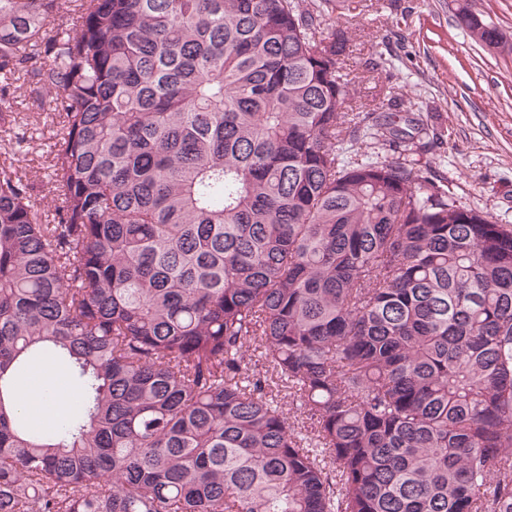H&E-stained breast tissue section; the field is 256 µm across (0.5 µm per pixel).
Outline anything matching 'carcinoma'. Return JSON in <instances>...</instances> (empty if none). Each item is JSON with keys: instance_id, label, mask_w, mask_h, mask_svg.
<instances>
[{"instance_id": "cac0c4a2", "label": "carcinoma", "mask_w": 512, "mask_h": 512, "mask_svg": "<svg viewBox=\"0 0 512 512\" xmlns=\"http://www.w3.org/2000/svg\"><path fill=\"white\" fill-rule=\"evenodd\" d=\"M331 2L0 0V147L23 70L61 119L51 213L0 167V512H512V224L349 105ZM37 363L76 388L46 428ZM247 355L249 358H252L251 369H253L256 373H260V376H265L268 379V383L271 385V388L273 389V394H278L279 399H282L283 403V410L287 417H289L290 422H295V426H298V430L302 431L303 434L309 433L311 430V421L307 418L306 414L302 413L303 410H299V407H297L296 402H292V399L289 397V391L287 388L281 384V382H277L274 380L273 376H271V371H267V367H264L262 365V362H257L258 354L257 352L253 351V348L250 347L249 351L247 352ZM272 381L279 383V385L272 383ZM308 431V432H307Z\"/></svg>"}]
</instances>
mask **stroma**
Segmentation results:
<instances>
[{"instance_id": "1", "label": "stroma", "mask_w": 512, "mask_h": 512, "mask_svg": "<svg viewBox=\"0 0 512 512\" xmlns=\"http://www.w3.org/2000/svg\"><path fill=\"white\" fill-rule=\"evenodd\" d=\"M335 0L325 32L344 30L349 48L343 74L356 104L396 100L400 112L442 133L447 157L438 168L453 192L471 207L512 224V54L472 41L455 22L459 4L512 36V0ZM385 67L371 69L370 57ZM26 125L24 153L0 151V166L27 174L47 165V150L59 128L50 104L18 95Z\"/></svg>"}]
</instances>
